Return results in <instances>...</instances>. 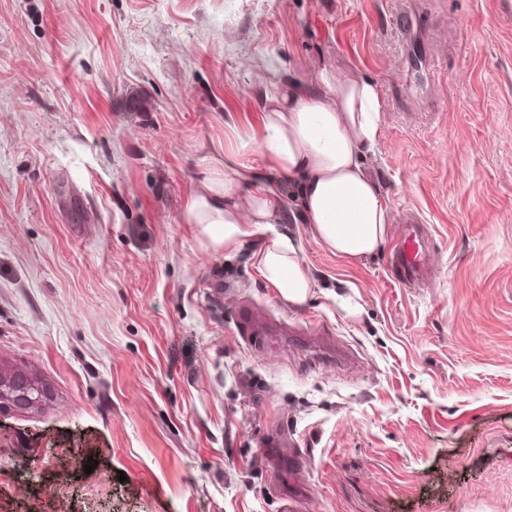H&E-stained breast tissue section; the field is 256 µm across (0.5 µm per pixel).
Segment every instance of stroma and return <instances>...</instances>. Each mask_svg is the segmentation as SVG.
Listing matches in <instances>:
<instances>
[{
	"label": "stroma",
	"mask_w": 512,
	"mask_h": 512,
	"mask_svg": "<svg viewBox=\"0 0 512 512\" xmlns=\"http://www.w3.org/2000/svg\"><path fill=\"white\" fill-rule=\"evenodd\" d=\"M324 69L380 88L392 221L357 259L277 225L316 283L291 305L264 238L181 215ZM0 363L53 392L0 413V512H512V0H0ZM411 218L399 227V246L394 254V265L407 282L423 279L427 272V255L423 245L422 225Z\"/></svg>",
	"instance_id": "35a3bbf8"
}]
</instances>
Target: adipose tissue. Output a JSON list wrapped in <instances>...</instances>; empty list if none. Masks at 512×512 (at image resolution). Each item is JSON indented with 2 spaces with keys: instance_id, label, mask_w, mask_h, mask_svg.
<instances>
[{
  "instance_id": "obj_1",
  "label": "adipose tissue",
  "mask_w": 512,
  "mask_h": 512,
  "mask_svg": "<svg viewBox=\"0 0 512 512\" xmlns=\"http://www.w3.org/2000/svg\"><path fill=\"white\" fill-rule=\"evenodd\" d=\"M380 110L375 82L327 70L317 88L293 87L269 97L266 167L259 171L233 160L207 167L182 222L195 225L202 245L215 250L267 235L254 263L258 275L284 301L305 303L314 281L293 241L273 230L288 219L273 201L275 188L285 181L296 188L300 218L336 256L375 252L385 241L391 212L379 185L366 175L363 158L376 145Z\"/></svg>"
}]
</instances>
